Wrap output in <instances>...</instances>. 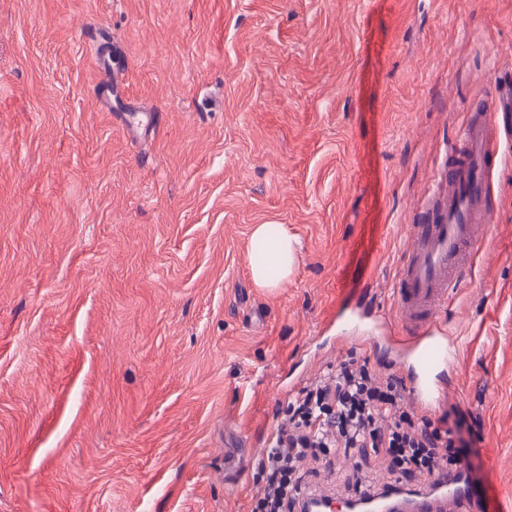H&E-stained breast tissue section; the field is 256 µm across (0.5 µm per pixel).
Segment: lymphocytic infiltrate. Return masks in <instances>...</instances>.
<instances>
[{
	"label": "lymphocytic infiltrate",
	"instance_id": "lymphocytic-infiltrate-1",
	"mask_svg": "<svg viewBox=\"0 0 512 512\" xmlns=\"http://www.w3.org/2000/svg\"><path fill=\"white\" fill-rule=\"evenodd\" d=\"M405 392L390 368L366 359L343 361L312 378L271 438L252 512H304L309 478L356 452L373 467L353 470L343 490L349 499L414 498L440 488L451 470L470 487L460 433L477 438L478 420L455 404L432 417L415 409Z\"/></svg>",
	"mask_w": 512,
	"mask_h": 512
}]
</instances>
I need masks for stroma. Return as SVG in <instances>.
I'll use <instances>...</instances> for the list:
<instances>
[{
    "label": "stroma",
    "mask_w": 512,
    "mask_h": 512,
    "mask_svg": "<svg viewBox=\"0 0 512 512\" xmlns=\"http://www.w3.org/2000/svg\"><path fill=\"white\" fill-rule=\"evenodd\" d=\"M512 70V0H0V512H251L336 315L392 289L448 151ZM441 317L440 408L512 512V141ZM285 224L280 288L250 234ZM270 227L269 224H257L250 236V247L253 251L259 246H265L272 253L273 264L277 270L275 276H271L268 270L260 265L252 264L250 268L254 283L260 288L269 290L279 288L288 280L296 260V241L295 237L288 231V226L285 224L278 225L277 232L274 235L269 233ZM265 247L255 251L256 262L272 267Z\"/></svg>",
    "instance_id": "obj_1"
}]
</instances>
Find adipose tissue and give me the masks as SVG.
Here are the masks:
<instances>
[{"mask_svg":"<svg viewBox=\"0 0 512 512\" xmlns=\"http://www.w3.org/2000/svg\"><path fill=\"white\" fill-rule=\"evenodd\" d=\"M251 247H268L273 257V269L260 265L251 266L250 272L254 283L261 288L274 289L280 287L290 276L295 260V238L287 225H279L278 229H270L269 225H255L250 236Z\"/></svg>","mask_w":512,"mask_h":512,"instance_id":"1","label":"adipose tissue"}]
</instances>
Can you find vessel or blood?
Here are the masks:
<instances>
[{"mask_svg":"<svg viewBox=\"0 0 512 512\" xmlns=\"http://www.w3.org/2000/svg\"><path fill=\"white\" fill-rule=\"evenodd\" d=\"M496 123L512 135V80L494 83ZM488 116L468 120L452 150L448 169L438 174L437 190L426 201L425 223L412 225L409 245L394 290L396 312L406 338L387 337L407 368L408 393L417 408L436 399L441 369L454 351L441 327L440 315L466 281L482 243L494 230L491 204L496 157ZM460 483L449 473L440 491L407 501L394 499L391 512H462Z\"/></svg>","mask_w":512,"mask_h":512,"instance_id":"obj_1","label":"vessel or blood"}]
</instances>
